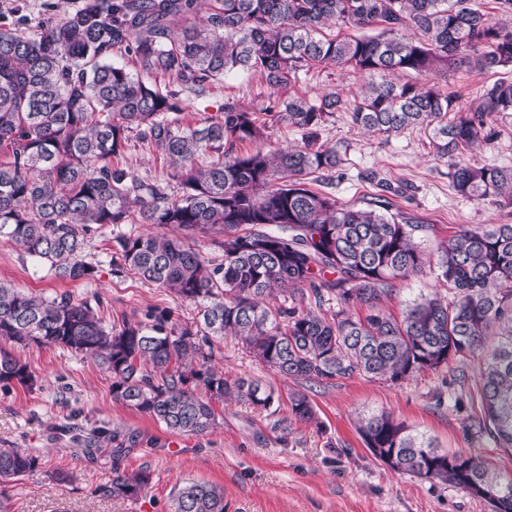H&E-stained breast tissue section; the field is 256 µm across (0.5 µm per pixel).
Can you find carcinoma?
Instances as JSON below:
<instances>
[{
    "mask_svg": "<svg viewBox=\"0 0 512 512\" xmlns=\"http://www.w3.org/2000/svg\"><path fill=\"white\" fill-rule=\"evenodd\" d=\"M332 26L360 34L324 32ZM374 26L380 33L368 34ZM117 50L131 63L112 60ZM321 65L350 69L366 83L356 98L334 90L270 107L269 122L300 133L296 145L238 151L264 138L266 122L235 104L194 123L182 117V90L202 96L234 72L279 90ZM510 66L512 26L471 0H83L34 33L0 27V241L59 280L91 281L98 265L84 249L93 226L175 227L181 235H116L112 271L169 290L199 315L179 323L170 311L153 310L117 327L88 301L1 282L0 339L94 361L112 377L114 401L176 435L212 430L214 400L274 406L272 387L209 365L214 342L226 336L281 376L308 380L398 382L470 354L482 361L484 430L512 452V224L462 225L433 262L416 241L426 226L391 211V186L378 172L366 178L382 194L362 208L339 205L305 179L344 163L348 145L329 147L322 132L346 112L366 133L430 130L458 195L512 206V166L465 159L498 137L496 117L512 112V80L463 105L433 84L392 79ZM152 75L179 89L150 83ZM133 134L168 160L177 195L114 162ZM199 235L212 237L220 254L196 248ZM425 272L448 285L452 298L425 297L399 319L380 308L397 281ZM306 287L329 315L294 305ZM356 303L370 313L349 314ZM35 381L27 363L0 348L1 388L31 389ZM291 412L302 421L315 416L300 393ZM357 430L392 469L469 493L475 485L496 488L494 512H512V477L491 471L480 456L443 452L384 412L359 417ZM138 439L118 428L98 436L114 456ZM40 465L25 449L0 448L1 483ZM152 481L142 468L115 474L95 492L137 500ZM170 512H224V491L187 481Z\"/></svg>",
    "mask_w": 512,
    "mask_h": 512,
    "instance_id": "cac0c4a2",
    "label": "carcinoma"
}]
</instances>
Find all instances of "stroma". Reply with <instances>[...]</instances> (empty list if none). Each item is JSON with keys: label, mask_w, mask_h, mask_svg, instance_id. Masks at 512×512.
<instances>
[{"label": "stroma", "mask_w": 512, "mask_h": 512, "mask_svg": "<svg viewBox=\"0 0 512 512\" xmlns=\"http://www.w3.org/2000/svg\"><path fill=\"white\" fill-rule=\"evenodd\" d=\"M82 0H8L0 9V27L25 20L37 30L46 17L62 18ZM500 79L511 80L512 68L493 72L458 70L436 78V85L467 102ZM361 74L317 67L301 75L291 91L314 95L328 89L355 94L364 84ZM275 96L262 81L238 72L216 83L208 94L184 95L183 115L193 122L233 103L263 114ZM324 141L347 142L343 166L325 178L309 175L310 186L331 194L341 205L361 207L374 186L363 180L369 169L380 170L393 184L406 187L393 198L394 210L425 224L418 241L436 255L458 226L512 224V207L494 198L470 201L459 197L448 176V165L437 159L428 131L408 129L390 137L367 136L347 114L337 113L323 133ZM124 166L166 181L168 163L139 139H131ZM113 232L102 228L86 238L85 254L98 263L91 282H61L17 247L0 242V282L25 291L53 296L70 294L100 308L106 323L143 319L147 311L167 309L175 320L197 317L194 304L170 291L145 283L135 275L114 274L109 264ZM447 288L430 274L397 282L383 308L401 316L416 300ZM11 350L33 371V388L0 389V448H25L40 456L33 474L5 488L10 512H168L173 491L187 481H203L224 490V512H492L490 504L453 485L429 482L392 470L374 457L357 432L366 412H387L414 430L432 437L440 449L478 454L503 476H512V454L497 448L484 432L479 395V360L466 355L448 365L391 383L364 376L323 381L285 378L260 363L238 340L216 343L212 364L225 375L252 376L270 385L278 398L275 409L213 401L217 424L203 435H174L136 410L116 402L112 380L93 362L62 348L12 345ZM307 395L317 424L291 414L293 394ZM137 432L139 441L121 456L102 449L96 458L83 453L100 425ZM150 469L153 481L136 501L96 495V486L111 481L114 472ZM68 472L69 482L54 479Z\"/></svg>", "instance_id": "35a3bbf8"}]
</instances>
